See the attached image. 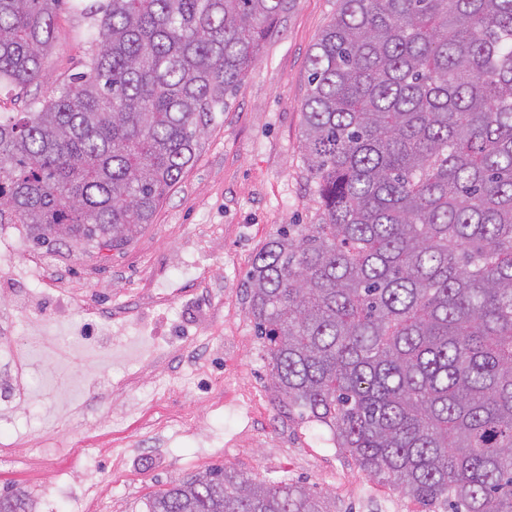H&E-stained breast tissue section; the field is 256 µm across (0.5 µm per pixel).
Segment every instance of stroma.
<instances>
[{"label":"stroma","mask_w":512,"mask_h":512,"mask_svg":"<svg viewBox=\"0 0 512 512\" xmlns=\"http://www.w3.org/2000/svg\"><path fill=\"white\" fill-rule=\"evenodd\" d=\"M336 7L295 0L129 245L44 249L22 225L0 224V314L30 385L25 408L0 421V494L27 492L32 512H146L149 497L219 466L303 483L333 512H426L341 454L326 428L289 414L243 288L281 225L320 218L302 104L312 47ZM93 32L78 0H64L42 80L1 91L0 112L24 111L83 71ZM162 413L197 427L154 431ZM90 481L103 489L96 506L84 499Z\"/></svg>","instance_id":"1"}]
</instances>
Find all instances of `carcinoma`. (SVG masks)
<instances>
[{
	"mask_svg": "<svg viewBox=\"0 0 512 512\" xmlns=\"http://www.w3.org/2000/svg\"><path fill=\"white\" fill-rule=\"evenodd\" d=\"M62 0H0V87L43 77ZM293 0H95L86 70L0 113V224L121 249L153 223ZM301 149L318 224L246 274L275 387L428 507L512 512V0H338ZM147 512H331L221 468ZM0 512H30L22 494Z\"/></svg>",
	"mask_w": 512,
	"mask_h": 512,
	"instance_id": "obj_1",
	"label": "carcinoma"
}]
</instances>
